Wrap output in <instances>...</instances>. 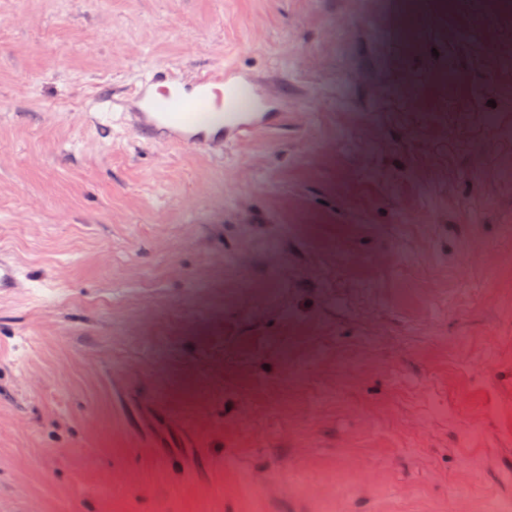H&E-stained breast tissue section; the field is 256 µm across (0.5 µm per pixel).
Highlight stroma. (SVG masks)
Masks as SVG:
<instances>
[{
	"label": "stroma",
	"mask_w": 512,
	"mask_h": 512,
	"mask_svg": "<svg viewBox=\"0 0 512 512\" xmlns=\"http://www.w3.org/2000/svg\"><path fill=\"white\" fill-rule=\"evenodd\" d=\"M488 2L0 0V512H512ZM225 65L286 81L220 152L98 100ZM118 381L205 479L129 435Z\"/></svg>",
	"instance_id": "1"
}]
</instances>
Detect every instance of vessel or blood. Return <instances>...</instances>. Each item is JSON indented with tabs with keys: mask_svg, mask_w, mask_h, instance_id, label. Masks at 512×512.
<instances>
[{
	"mask_svg": "<svg viewBox=\"0 0 512 512\" xmlns=\"http://www.w3.org/2000/svg\"><path fill=\"white\" fill-rule=\"evenodd\" d=\"M266 83V77L227 67L197 72L191 85L181 86L167 71L156 69L137 81L126 108L147 141L186 150L220 148L265 128L267 115L261 107ZM118 396L128 412V431L135 438L146 439L153 448L197 446L196 437L184 435L180 423L148 393L122 389Z\"/></svg>",
	"mask_w": 512,
	"mask_h": 512,
	"instance_id": "1",
	"label": "vessel or blood"
}]
</instances>
